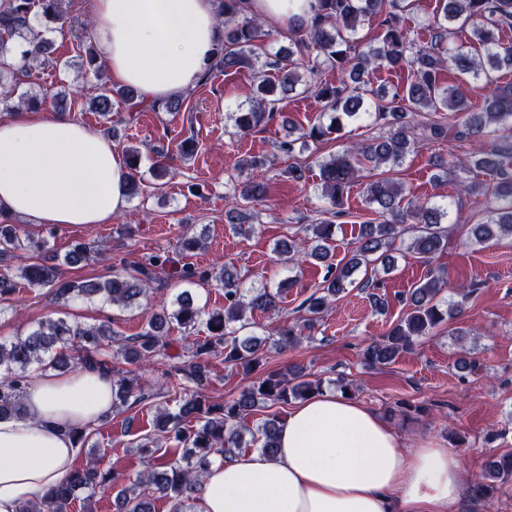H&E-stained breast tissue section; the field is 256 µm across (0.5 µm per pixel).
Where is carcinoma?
<instances>
[{"mask_svg":"<svg viewBox=\"0 0 512 512\" xmlns=\"http://www.w3.org/2000/svg\"><path fill=\"white\" fill-rule=\"evenodd\" d=\"M64 0H0V112H11L21 103L31 105L38 99H47L48 93L19 92L28 83L34 62L52 63L49 58L51 42L36 30L43 22L67 23ZM242 0H219L220 21L224 38L213 52L210 62L199 79L207 83L218 71L240 70L275 71L272 79L262 78L253 87L248 107L230 113L237 134L246 135L268 123L279 112V105L289 95L312 93L321 103V113L302 137L313 142L323 141L342 130L348 122L381 123L386 135L367 144L352 145L340 153L318 162V182L315 189L331 206L334 217L341 216L344 194L355 182L360 168L392 169L400 165L406 155L416 148L411 138L417 117L423 112H452L461 120L453 126L458 139L478 143L471 156L459 159L453 152L440 157L435 164L445 173L454 175L465 191L477 192L493 199L498 206L488 211L487 220L471 226L472 241L484 244L504 235L512 236V135L491 137L489 127L512 125V82L501 84L495 72L501 63L512 64V47L501 44L499 35L505 27H512V0H439L432 22L434 42L428 47L418 45L401 23L406 0H315L313 16L309 20L291 17L288 40L294 48L283 55L260 61L263 33L256 18L241 13ZM380 19V44L367 50L360 47L356 35L358 27L367 19ZM469 21L475 42L482 53H472L449 46L452 25ZM25 40L29 49L23 52L25 63L20 67L8 65L4 58L15 49L14 39ZM82 65L91 71L94 79L92 108L108 116L114 106L124 105L128 112L182 111L187 96L180 95L160 103L139 99L137 91L129 87H115L104 77V65L98 59L94 45L85 47ZM335 70L340 78L334 83L315 80L322 67ZM378 67L393 71H408L410 79L391 90H375L368 86L364 76ZM454 69L475 80L483 81V109L469 111L470 101L462 91L442 85L440 72ZM130 173L126 183L129 196L142 192L138 168L140 154L136 149L125 150ZM481 172L490 180L475 182L471 174ZM238 199L252 203L268 196L269 183L252 179L239 185ZM368 203L384 218L379 224L360 226L356 245L348 260L334 262L330 241L334 224H310L305 231L312 232V240L297 238L277 245L281 264L295 263L304 255L323 263V287L311 294L303 305L311 314L321 313L336 296L351 284L350 277L361 267L376 261L383 268L391 267L396 240L408 235V249L428 262L443 250L448 241V206L431 200L409 197L405 185L391 177H380L365 188ZM255 215L240 207L225 212L229 224L248 225L245 234L253 229ZM44 253L45 241L30 238L12 224H0V261L16 252ZM102 255V249H91L83 243L75 244L64 256H45L20 270V278L31 286L55 290L60 298L77 296L99 299L122 308L139 305L156 290L169 286L159 276L171 259L161 253L148 256L135 273L114 272L112 278L101 281L87 279L76 283L60 282L61 266L87 262ZM177 279L192 285L212 281L224 290V309L207 312L195 303L191 292L185 290L172 300L173 310L163 306L152 313L146 327L138 335L125 340L112 355L104 354L105 342L115 332L105 326L87 327L65 318L47 319L27 333L11 340L0 341V418L17 416L23 412L22 393L29 371L70 367V352L79 344L83 355L80 364L97 367L112 374L116 386L112 408L127 411L153 397L135 372L142 369L162 349L170 325L175 323L190 333L195 325L205 322L207 336L184 344L187 359L173 366L185 383L179 385L181 400L177 408L161 413L154 425L155 436H147L136 443L143 453L154 456L151 471L130 479L117 470L104 471L98 455L73 467L65 478L40 504L24 506L19 512H68L78 499H83V512H93L92 498L96 491L110 485L118 489L121 512H154L152 496L166 497L173 502L174 512H187L194 500L195 488L203 478L211 460L220 456L230 458L241 448L243 433L234 427L258 405L287 404L304 400L321 391V382L305 380L300 375L272 372L255 378L237 397L222 404H208L197 385L203 379L205 358L218 353L224 362L243 368L251 374L260 367L259 351L262 341L254 335L241 337L240 332L251 324L256 311L279 310L281 291L267 285L245 288L238 274L230 267L218 272L202 270L189 263L174 271ZM445 284L441 273L431 272L414 287L407 298L409 311L391 325L382 339L367 346L364 363L376 367L391 363L400 353L410 349L415 340L428 336L449 319L461 312V304L443 305L439 295ZM313 326L307 320L304 326L290 325L279 331L278 344L287 347L302 339V328ZM280 421L273 417L251 433L258 450L272 455L277 448ZM172 442L170 452L179 454L181 462H173L167 454H157L160 439ZM485 474L470 486L473 498L490 500L503 485L512 481V452L493 454L484 462Z\"/></svg>","mask_w":512,"mask_h":512,"instance_id":"cac0c4a2","label":"carcinoma"}]
</instances>
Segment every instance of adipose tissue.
I'll return each mask as SVG.
<instances>
[{
	"label": "adipose tissue",
	"mask_w": 512,
	"mask_h": 512,
	"mask_svg": "<svg viewBox=\"0 0 512 512\" xmlns=\"http://www.w3.org/2000/svg\"><path fill=\"white\" fill-rule=\"evenodd\" d=\"M271 26L311 17L310 0H243ZM217 0H95L99 55L148 102L193 89L223 37ZM129 170L112 141L48 110L0 117V212L37 224H108L128 206ZM112 377L96 369L32 376L26 411L0 419V512L45 500L72 469L74 431L112 410ZM465 494L460 457L426 439L406 447L360 401L314 396L282 421L274 455L214 459L195 512H449Z\"/></svg>",
	"instance_id": "adipose-tissue-1"
}]
</instances>
